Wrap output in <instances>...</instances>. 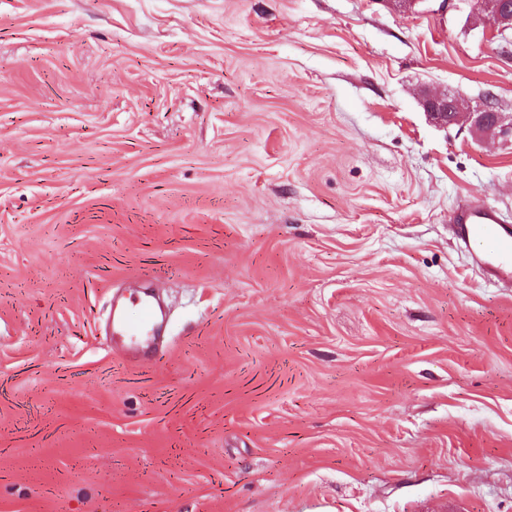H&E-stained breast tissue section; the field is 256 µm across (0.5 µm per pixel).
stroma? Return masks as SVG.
I'll list each match as a JSON object with an SVG mask.
<instances>
[{"instance_id":"stroma-1","label":"stroma","mask_w":512,"mask_h":512,"mask_svg":"<svg viewBox=\"0 0 512 512\" xmlns=\"http://www.w3.org/2000/svg\"><path fill=\"white\" fill-rule=\"evenodd\" d=\"M440 0H0V512H512V42ZM153 289L158 335L109 333ZM424 106L429 115L439 124L457 123L462 117L471 119L472 125L487 136L499 137L512 143V120L508 126L502 122V113L488 102L477 112H467L461 103L448 94L427 95ZM453 221L466 245L485 255L489 279L497 283L512 281V225L499 210L481 202L457 213ZM487 240L493 243L489 255L480 249Z\"/></svg>"}]
</instances>
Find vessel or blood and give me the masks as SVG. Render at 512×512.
I'll return each instance as SVG.
<instances>
[{
  "instance_id": "b4317fda",
  "label": "vessel or blood",
  "mask_w": 512,
  "mask_h": 512,
  "mask_svg": "<svg viewBox=\"0 0 512 512\" xmlns=\"http://www.w3.org/2000/svg\"><path fill=\"white\" fill-rule=\"evenodd\" d=\"M453 221L466 245L477 249L483 242H492L493 251L485 259L490 280L497 283L512 281V222L507 221L495 207L483 202L460 211ZM140 309L142 317L136 324L126 322L124 316H117L115 326L119 334L137 336L150 326L154 318L152 306L144 302Z\"/></svg>"
}]
</instances>
